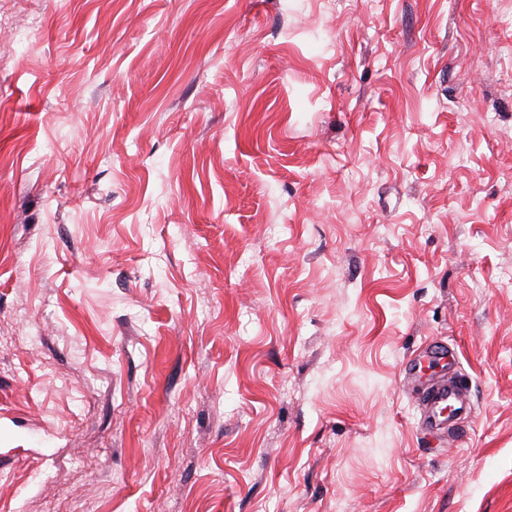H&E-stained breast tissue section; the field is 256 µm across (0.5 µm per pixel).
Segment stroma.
I'll return each mask as SVG.
<instances>
[{"instance_id":"35a3bbf8","label":"stroma","mask_w":512,"mask_h":512,"mask_svg":"<svg viewBox=\"0 0 512 512\" xmlns=\"http://www.w3.org/2000/svg\"><path fill=\"white\" fill-rule=\"evenodd\" d=\"M90 503L512 512V0H0V512ZM427 357L432 362L445 363L448 382L423 391V425L430 431L438 430L446 423L448 427L459 425L470 417L472 406L466 389L452 373L454 364H457V354L448 347V350L430 351Z\"/></svg>"}]
</instances>
